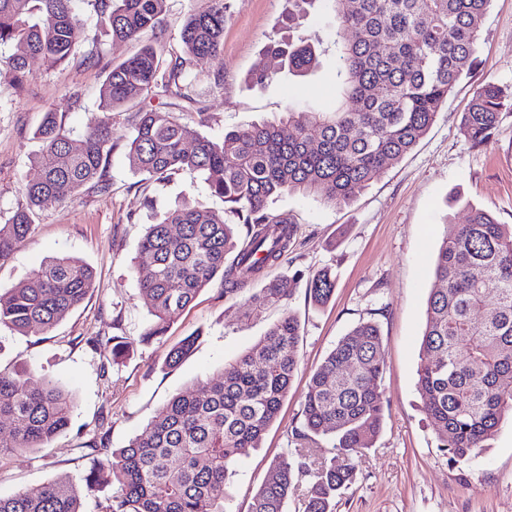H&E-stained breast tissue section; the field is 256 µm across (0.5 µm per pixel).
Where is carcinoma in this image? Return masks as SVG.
<instances>
[{
  "instance_id": "obj_1",
  "label": "carcinoma",
  "mask_w": 512,
  "mask_h": 512,
  "mask_svg": "<svg viewBox=\"0 0 512 512\" xmlns=\"http://www.w3.org/2000/svg\"><path fill=\"white\" fill-rule=\"evenodd\" d=\"M107 18L112 40H137L156 28L166 0H89ZM317 0H288V25ZM330 47L336 55V104L308 112L290 104L277 123L251 124L211 139L173 111L135 113L127 137L132 172L164 183L183 171L207 175L224 199L219 214L182 200L140 243L145 260L133 267L162 336L170 318L188 307L217 275L224 296H236L278 262L293 244L296 227L271 205L285 192L313 196L333 207L349 203L382 169L397 163L434 123L455 84L476 62L482 20L491 0H340ZM74 0H0V46L18 52L5 61L14 83L29 74V60L49 66L74 55L84 25ZM227 0H201L182 27L186 58L166 61L151 44L112 66L99 91L103 120L80 138L57 113L34 131L38 176L22 186L16 209L0 224V261L32 231L45 201L76 198L83 188L100 193L112 183L107 165L113 146L112 112L150 95L195 103L186 63L212 58L224 47ZM326 52L318 38L272 40L265 62L248 81L273 82L284 70L306 76ZM512 92L485 83L463 114L461 130L474 144L490 141ZM234 216L247 225L236 241ZM234 252L230 265L225 257ZM433 287L422 334L417 392L449 460H466L484 448L505 413H512V224L470 208L464 224L446 226L433 264ZM307 279L317 306L333 296L335 278L324 267L297 270L245 298L258 318L291 297ZM94 271L71 257L54 258L8 295H0V325L18 332L50 330L93 288ZM187 336L168 351L177 367L193 349ZM300 326L285 315L263 339L224 367L221 377L166 403L128 445L82 449L93 458L78 484L68 476L0 497V512H82V498L114 488L107 512H224V494L238 460L261 447L299 369ZM105 359L119 357L117 337L89 341ZM380 326L359 321L340 337L311 374L302 402L300 447L276 459L252 498L249 512H286L298 478L312 477L302 512H334L332 502L356 480L352 456L373 446L383 427L381 382L385 371ZM72 399L53 382L37 383L25 369L0 372V455L41 448L67 429ZM331 444L325 454L322 441Z\"/></svg>"
}]
</instances>
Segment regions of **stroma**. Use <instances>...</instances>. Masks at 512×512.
Masks as SVG:
<instances>
[{
  "mask_svg": "<svg viewBox=\"0 0 512 512\" xmlns=\"http://www.w3.org/2000/svg\"><path fill=\"white\" fill-rule=\"evenodd\" d=\"M230 3L222 53L186 67L198 98L183 121L220 138L241 126L276 120L290 104L332 109L336 58L331 54L308 76L285 73L266 86L248 84V75L263 62L264 46L288 34L283 26L288 2ZM196 5V0H167L156 31L143 33L137 42H115L86 0H75L84 25L74 56L55 67L31 60L29 80L20 88L12 85L4 65L16 48H0L1 212L16 207L22 181L37 175L32 159L40 144L33 131L44 113L57 112L76 137L95 127L104 117L98 91L112 65L143 42L157 43L165 58L179 55L180 30ZM94 47L101 61L84 64L83 53ZM490 80L512 87V0H491L471 74L397 164L381 170L341 207L288 193L273 205V213L295 224L297 233L287 256L266 269L265 280L332 267L336 287L326 306H314L302 282L291 298L249 319L244 295L225 296L218 278L158 337L147 334L154 318L132 272L146 227L184 198L215 211L223 210L224 202L201 172L179 174L163 185L134 174L125 148L133 113H115L110 192L87 190L73 200L46 201L31 233L0 261L1 295L56 256L80 259L95 272L85 301L52 330L19 333L0 327V370L27 366L58 383L75 403L70 426L48 445L0 457V497L63 476L82 479L91 466L81 455L83 447L99 442L125 447L174 395L216 379L290 313L301 327L300 369L261 447L240 459L226 512H247L272 462L296 447L293 431L310 374L362 319L377 321L382 331L384 426L373 447L356 457L357 480L337 497L335 512H512V417L504 418L478 457L454 462L439 448L416 389L433 261L445 224L465 223L472 206L512 224V107L502 110L488 144L474 145L461 130L464 112ZM193 334L198 337L193 352L167 368L170 348ZM97 335L122 337L123 353L105 360L88 343Z\"/></svg>",
  "mask_w": 512,
  "mask_h": 512,
  "instance_id": "1",
  "label": "stroma"
}]
</instances>
